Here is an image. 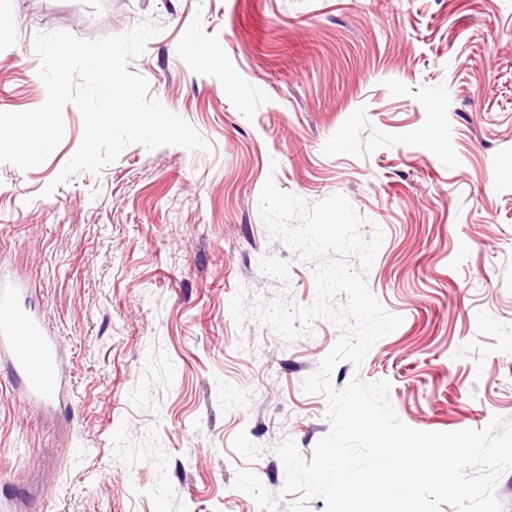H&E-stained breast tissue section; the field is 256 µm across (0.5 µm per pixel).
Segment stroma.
I'll list each match as a JSON object with an SVG mask.
<instances>
[{
  "label": "stroma",
  "instance_id": "1",
  "mask_svg": "<svg viewBox=\"0 0 512 512\" xmlns=\"http://www.w3.org/2000/svg\"><path fill=\"white\" fill-rule=\"evenodd\" d=\"M0 111L42 105L37 35L159 32L129 72L202 149L127 146L55 179L79 109L41 165L0 163V283L29 289L61 343L66 405L38 407L0 362V498L23 512H260L275 452L311 458L328 402L303 390L340 335L285 343L230 302L316 296L314 265L270 238L266 179L307 203L340 193L384 240L366 274L402 324L353 379L390 384L409 427L512 421V0H0ZM218 49L202 64L195 50Z\"/></svg>",
  "mask_w": 512,
  "mask_h": 512
}]
</instances>
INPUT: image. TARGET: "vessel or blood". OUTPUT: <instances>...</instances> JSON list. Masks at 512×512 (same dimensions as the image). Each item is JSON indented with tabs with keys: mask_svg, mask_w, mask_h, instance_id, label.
<instances>
[{
	"mask_svg": "<svg viewBox=\"0 0 512 512\" xmlns=\"http://www.w3.org/2000/svg\"><path fill=\"white\" fill-rule=\"evenodd\" d=\"M20 289H0V360L24 396L40 404L59 401L65 389L59 342L41 316L19 303Z\"/></svg>",
	"mask_w": 512,
	"mask_h": 512,
	"instance_id": "1",
	"label": "vessel or blood"
}]
</instances>
